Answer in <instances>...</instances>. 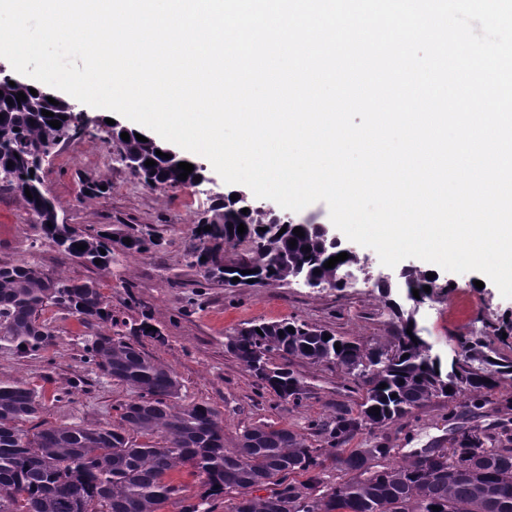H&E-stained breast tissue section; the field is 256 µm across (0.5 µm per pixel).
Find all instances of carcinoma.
Masks as SVG:
<instances>
[{
    "mask_svg": "<svg viewBox=\"0 0 512 512\" xmlns=\"http://www.w3.org/2000/svg\"><path fill=\"white\" fill-rule=\"evenodd\" d=\"M0 79V182L16 192L41 225L44 238L70 257L112 266L118 255L143 254L149 241L139 236L116 240L85 235L60 219L54 200L44 189L41 168L28 157L57 146L61 131L78 126L81 114L63 101L53 105L49 94L33 95L28 83L9 85ZM26 100L16 102L17 93ZM13 100L8 104L6 99ZM54 113L61 126L48 124L42 110ZM129 133L124 141L121 133ZM137 130L112 125V141L121 154L135 163L132 169L145 186L175 188L194 182L201 167L190 157L167 159L156 155L168 149L154 138L142 142ZM156 165L145 166L146 160ZM13 166H8V162ZM194 165L187 179L178 175V163ZM32 197H27L25 190ZM220 220L208 223L203 236L226 247L246 242L248 254L230 260L228 270H207L204 276L225 280L230 286L254 280L256 284L292 280H316L330 288H343L342 271L357 262L354 254L332 268L324 267L343 252L313 235L301 225L304 236L293 234L296 224H285L281 236L262 231L274 218L242 199L224 196ZM248 209L242 214V209ZM246 232L238 234L239 224ZM130 243H124V240ZM297 240L292 247L289 240ZM79 244L85 250L76 249ZM320 273H314V270ZM406 294L432 286L421 271L403 273ZM57 305L87 322H109L115 330L101 334L85 345V362L103 374L129 386L136 397L119 407L121 425L97 427L51 426L27 435L18 424L36 416L42 402L26 383L0 382V512H156L177 496L181 486L171 479L183 466L203 478L206 491L198 503L181 506V512H201L214 496L234 492L229 512H512V448H501L485 429L459 435L455 446L430 461L425 449L416 450L403 464H388L392 449L379 441L372 448H341L363 429L381 428L400 421L433 398L450 401L461 395L478 398L483 391L512 388V360L490 355L492 349L479 338H459L452 356L433 350L416 325L415 310L394 307L399 325L386 345L369 347L333 334L325 327L294 319L255 322L226 336L227 349L238 358L263 387L283 399L302 401L303 385L295 373L283 367L266 371L274 355L307 359L332 365L365 386L356 417L336 416L326 430L327 448H312L295 432L256 425L243 430L234 448L224 447V422L204 403L175 406L179 383L175 372L146 352L135 337L163 340L159 330L141 322L118 324L106 296L91 282H68L48 276L31 261L0 263V349L24 357L46 351L52 333L40 321L48 305ZM293 331H288V328ZM412 334H407V329ZM341 349H335V343ZM408 357H403V354ZM387 387L382 389L380 384ZM397 397H392V394ZM377 407L380 413L372 412ZM158 435L164 444L134 443L129 432ZM342 473L340 480L319 491L325 462ZM292 474H307L306 492L288 482ZM273 486L265 498L250 496V490Z\"/></svg>",
    "mask_w": 512,
    "mask_h": 512,
    "instance_id": "cac0c4a2",
    "label": "carcinoma"
}]
</instances>
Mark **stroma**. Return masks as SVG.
Masks as SVG:
<instances>
[{
	"label": "stroma",
	"instance_id": "obj_1",
	"mask_svg": "<svg viewBox=\"0 0 512 512\" xmlns=\"http://www.w3.org/2000/svg\"><path fill=\"white\" fill-rule=\"evenodd\" d=\"M73 107L82 113L83 123L44 166L46 191L74 228L94 236L115 231L140 236L150 240V249L108 268L69 257L44 239L19 197L0 186V262L34 260L52 276L96 283L111 302L113 320H150L162 337H140L141 348L174 370L179 404L204 402L220 413L225 447H233L243 430L260 424L291 429L311 447H324L323 428L337 413H359L362 386L333 366L276 356L273 365L293 370L306 390L301 403L282 399L262 388L227 350V333L246 322L297 318L367 345L387 343L395 320L391 303L412 308L400 286L401 275L425 270L426 262L408 258L388 268L373 249L355 243L351 249L358 262L351 265L353 277L342 289L282 282L227 287L206 280L202 269L192 265L191 254L203 243L200 224L214 219V205L231 192V185L200 156L196 162L204 169L202 182L146 187L112 144V127L99 109L79 101ZM89 175L106 181L108 190L87 198ZM385 278L393 286L387 296L379 287ZM476 278L473 272L437 270L439 288L434 299L415 310L418 325L434 349L450 350L462 336L479 337L510 356L512 335L502 338L497 330L512 320V298L503 297L489 281L476 288ZM41 318L53 334L47 351L20 357L0 350V381L26 382L43 403L25 429L118 424L116 408L134 398V391L84 360L87 340L110 332V323L88 324L53 305ZM505 395L502 389L484 393L473 408L464 397L436 398L389 427L360 431L348 445L369 448L387 438L396 464L420 448L452 447L461 431L473 427L512 431V404L505 403Z\"/></svg>",
	"mask_w": 512,
	"mask_h": 512
}]
</instances>
